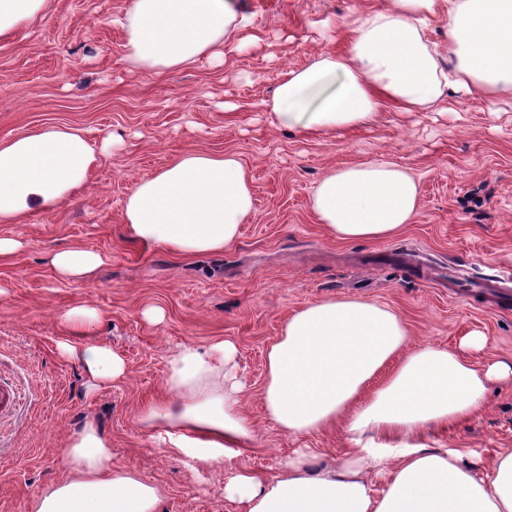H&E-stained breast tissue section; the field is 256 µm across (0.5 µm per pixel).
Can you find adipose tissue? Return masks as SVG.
<instances>
[{"label": "adipose tissue", "instance_id": "1", "mask_svg": "<svg viewBox=\"0 0 512 512\" xmlns=\"http://www.w3.org/2000/svg\"><path fill=\"white\" fill-rule=\"evenodd\" d=\"M50 0H0V41L44 15ZM447 42L429 37L438 12ZM245 19L238 0H127L118 19L125 58L160 74L223 54ZM342 52L287 72L268 104L279 126L310 134L368 123L385 105L426 111L450 94L512 98V0H388L344 23ZM98 154L82 129L51 126L0 142V223L16 224L58 207L87 183ZM310 206L330 235L376 241L397 234L419 206L416 181L392 163L348 165L324 176ZM254 208L251 179L234 155L187 151L127 195V237L186 256L223 252ZM63 278H83L104 262L68 247L49 253ZM409 329L388 306L325 298L290 314L266 352L262 389L267 418L291 435L336 423L372 432L375 442L336 463L312 452L290 457L266 480L227 470L224 497L243 512H512V449L477 473L456 450L417 444L423 432L467 419L482 408L490 382L512 376L496 363L480 371L465 350L484 345L471 333L463 349L410 348ZM100 382L124 377V361L104 343L62 344ZM236 349L184 344L167 359L163 400L141 423L204 462L231 461L252 430L234 374ZM68 479L46 488L34 512H157L156 486L112 463L111 444L94 421L72 432L62 452ZM384 487L375 490V479Z\"/></svg>", "mask_w": 512, "mask_h": 512}]
</instances>
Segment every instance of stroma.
Instances as JSON below:
<instances>
[{"label": "stroma", "instance_id": "stroma-1", "mask_svg": "<svg viewBox=\"0 0 512 512\" xmlns=\"http://www.w3.org/2000/svg\"><path fill=\"white\" fill-rule=\"evenodd\" d=\"M387 0H239L250 22L219 59L161 75L132 68L113 25L127 0H51L48 12L0 42V141L47 126H72L102 150L86 186L63 205L1 224L0 237L24 243L0 257V380L18 392L0 418V512H34L49 485L67 479L66 439L93 420L130 467L160 490L158 512H241L224 498V464L188 466L163 431L140 413L162 392L168 355L183 344L224 340L237 350L243 412L252 438L235 467L269 478L296 449L339 460L351 449L340 426L285 433L263 409L265 352L292 312L328 297L386 304L405 320L411 347L458 348L470 331L483 349L466 352L476 369L512 362V98L451 99L443 112L383 108L366 126L321 135L279 128L264 103L284 72L343 50L324 33L351 10ZM235 155L252 179L255 211L223 253L178 256L132 244L123 203L135 183L186 151ZM389 161L417 180L420 208L394 237L341 242L310 207L322 175L354 163ZM83 246L105 263L64 279L50 251ZM95 309L92 340L126 365L123 379L91 382L58 346L75 341L64 321ZM155 306L161 323L142 315ZM431 448L464 453L483 471L512 448V381L490 386L484 406L447 429L424 433Z\"/></svg>", "mask_w": 512, "mask_h": 512}]
</instances>
